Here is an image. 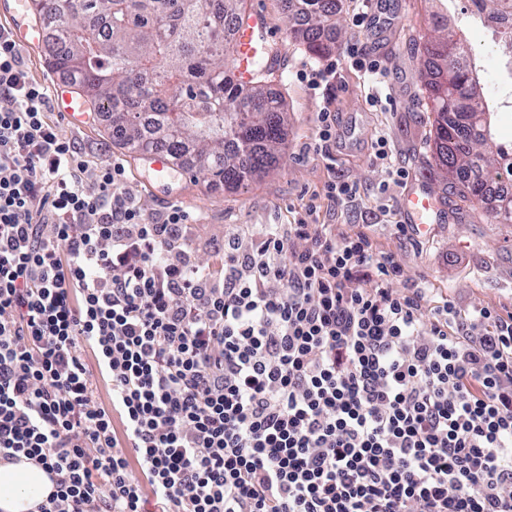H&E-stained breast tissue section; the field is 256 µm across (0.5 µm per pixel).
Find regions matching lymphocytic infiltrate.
<instances>
[{
  "instance_id": "lymphocytic-infiltrate-1",
  "label": "lymphocytic infiltrate",
  "mask_w": 512,
  "mask_h": 512,
  "mask_svg": "<svg viewBox=\"0 0 512 512\" xmlns=\"http://www.w3.org/2000/svg\"><path fill=\"white\" fill-rule=\"evenodd\" d=\"M50 101L0 28V460L38 512H512L511 306L430 304L362 224L200 263ZM0 462V512H34L54 490L47 473L32 460Z\"/></svg>"
}]
</instances>
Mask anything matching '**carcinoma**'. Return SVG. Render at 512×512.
I'll list each match as a JSON object with an SVG mask.
<instances>
[{
    "mask_svg": "<svg viewBox=\"0 0 512 512\" xmlns=\"http://www.w3.org/2000/svg\"><path fill=\"white\" fill-rule=\"evenodd\" d=\"M246 0H31L48 19L47 66L104 112L112 140L142 154L164 150L176 167L236 190L276 168L288 135L285 105L269 85L268 53L252 62L244 85L224 68ZM340 0H289L299 21L288 37L315 55L336 45ZM482 24L512 0H481ZM438 35L424 45L423 85L432 115L433 157L445 180L487 204L497 224H512V144L495 138L496 102L463 31L432 13Z\"/></svg>",
    "mask_w": 512,
    "mask_h": 512,
    "instance_id": "cac0c4a2",
    "label": "carcinoma"
}]
</instances>
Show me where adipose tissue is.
<instances>
[{
	"mask_svg": "<svg viewBox=\"0 0 512 512\" xmlns=\"http://www.w3.org/2000/svg\"><path fill=\"white\" fill-rule=\"evenodd\" d=\"M52 490L49 476L34 461L0 462V512H34Z\"/></svg>",
	"mask_w": 512,
	"mask_h": 512,
	"instance_id": "1",
	"label": "adipose tissue"
}]
</instances>
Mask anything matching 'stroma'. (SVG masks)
I'll return each instance as SVG.
<instances>
[{
  "label": "stroma",
  "mask_w": 512,
  "mask_h": 512,
  "mask_svg": "<svg viewBox=\"0 0 512 512\" xmlns=\"http://www.w3.org/2000/svg\"><path fill=\"white\" fill-rule=\"evenodd\" d=\"M361 8L360 0H341L336 47L316 56L288 39L287 0H247V11L265 14L271 26L273 87L288 112V138L279 165L236 191L178 170L157 178L141 156L113 146L103 117L83 126L55 111L49 118L89 164L106 158L123 164V187L148 218L162 217L173 205L184 209L202 263L219 258L225 235L239 224H291L300 218L340 230L367 224L380 248L396 255L406 277L428 288L432 302L445 297L465 313L486 304L512 305V224L493 223L480 204L463 198L459 186L441 181L432 165L421 54L434 34L428 0H383L390 22L378 30L354 26L352 17ZM352 43L379 61V75L352 66L346 55ZM327 64L337 68L330 91L311 89L301 79L302 70ZM371 94L378 104L368 102ZM326 105L335 112L338 129L328 160L310 149L317 114ZM381 135L394 163L408 173L404 185L385 192L380 185L386 174L373 161V145ZM333 180L356 184L355 201L340 206L328 199L325 187ZM422 185L435 197L445 222L418 241L394 235L402 195Z\"/></svg>",
  "instance_id": "stroma-1"
}]
</instances>
